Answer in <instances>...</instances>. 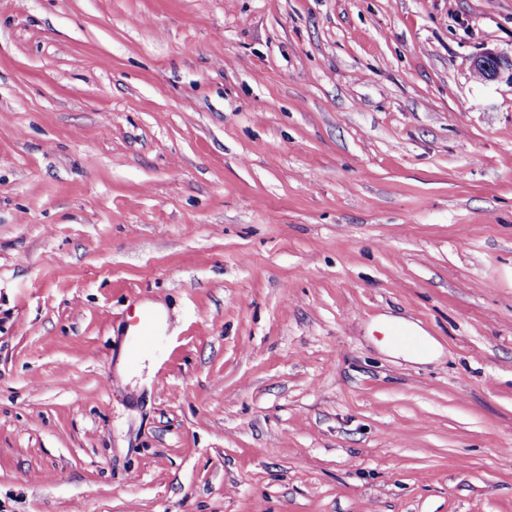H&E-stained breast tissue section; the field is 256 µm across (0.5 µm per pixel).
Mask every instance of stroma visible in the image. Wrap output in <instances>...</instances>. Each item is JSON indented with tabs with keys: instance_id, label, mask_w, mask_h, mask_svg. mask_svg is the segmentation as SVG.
<instances>
[{
	"instance_id": "stroma-1",
	"label": "stroma",
	"mask_w": 512,
	"mask_h": 512,
	"mask_svg": "<svg viewBox=\"0 0 512 512\" xmlns=\"http://www.w3.org/2000/svg\"><path fill=\"white\" fill-rule=\"evenodd\" d=\"M488 51L512 0H0V512H512ZM503 66L502 58L493 52H487L478 56L473 62L474 72L483 75L484 80L495 78Z\"/></svg>"
}]
</instances>
